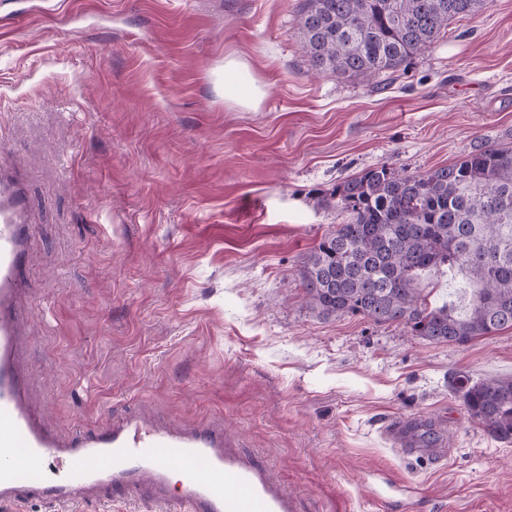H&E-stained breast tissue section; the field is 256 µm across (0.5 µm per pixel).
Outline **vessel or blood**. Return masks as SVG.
<instances>
[{
	"label": "vessel or blood",
	"mask_w": 512,
	"mask_h": 512,
	"mask_svg": "<svg viewBox=\"0 0 512 512\" xmlns=\"http://www.w3.org/2000/svg\"><path fill=\"white\" fill-rule=\"evenodd\" d=\"M41 222L28 169L0 144V505L18 512L109 497L155 512H297L275 471L228 440L223 420L173 424L139 410L63 438L36 417L20 338L28 248Z\"/></svg>",
	"instance_id": "obj_1"
}]
</instances>
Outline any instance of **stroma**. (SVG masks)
<instances>
[{
    "label": "stroma",
    "instance_id": "obj_1",
    "mask_svg": "<svg viewBox=\"0 0 512 512\" xmlns=\"http://www.w3.org/2000/svg\"><path fill=\"white\" fill-rule=\"evenodd\" d=\"M303 0H0V140L33 173L29 399L60 436L145 407L219 417L300 512H512V443L449 377H512V329L433 344L311 309L300 269L349 216L336 188L512 146V0L395 73L311 68ZM237 64L258 89L224 94ZM414 426L409 456L381 423Z\"/></svg>",
    "mask_w": 512,
    "mask_h": 512
}]
</instances>
